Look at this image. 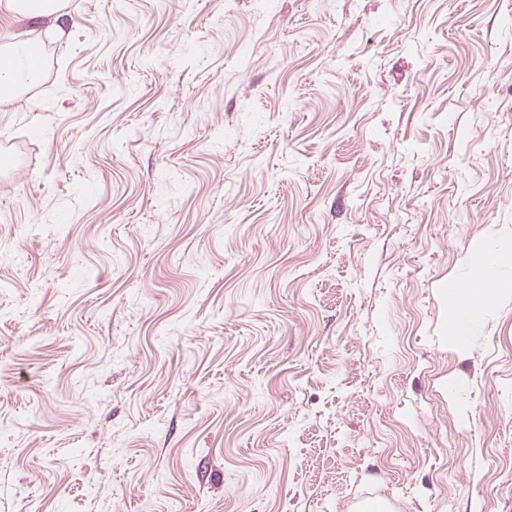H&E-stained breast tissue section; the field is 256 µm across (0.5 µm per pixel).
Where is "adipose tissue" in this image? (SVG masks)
<instances>
[{"mask_svg":"<svg viewBox=\"0 0 512 512\" xmlns=\"http://www.w3.org/2000/svg\"><path fill=\"white\" fill-rule=\"evenodd\" d=\"M39 76V70L30 67L25 51L19 50L16 43L0 44L1 102L17 101ZM469 264L471 280L465 287L448 291V337L454 341L479 325L489 306L512 292V278L503 274L504 269L512 268V242H494L475 249Z\"/></svg>","mask_w":512,"mask_h":512,"instance_id":"adipose-tissue-1","label":"adipose tissue"}]
</instances>
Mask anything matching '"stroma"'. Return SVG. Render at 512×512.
<instances>
[{"mask_svg": "<svg viewBox=\"0 0 512 512\" xmlns=\"http://www.w3.org/2000/svg\"><path fill=\"white\" fill-rule=\"evenodd\" d=\"M0 104V512H512V0H66ZM472 279L463 288L448 291V338L462 339L465 332L479 325L487 309L501 296L511 293L512 278L503 271L512 268V242L489 243L475 249L469 257Z\"/></svg>", "mask_w": 512, "mask_h": 512, "instance_id": "35a3bbf8", "label": "stroma"}]
</instances>
